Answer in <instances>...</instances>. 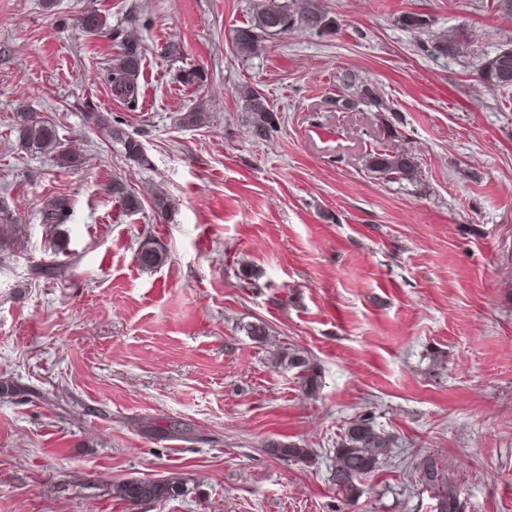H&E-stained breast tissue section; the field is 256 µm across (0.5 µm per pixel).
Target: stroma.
Returning <instances> with one entry per match:
<instances>
[{
	"label": "stroma",
	"mask_w": 512,
	"mask_h": 512,
	"mask_svg": "<svg viewBox=\"0 0 512 512\" xmlns=\"http://www.w3.org/2000/svg\"><path fill=\"white\" fill-rule=\"evenodd\" d=\"M261 2L0 0V512H336V444L361 416L391 448L347 512H438L412 476L429 453L458 512H512V88L477 75L512 46V16L494 0H317L335 33L296 29L244 58L232 35ZM91 10L102 33L76 24ZM406 12L428 33L403 30ZM455 31L467 54H432ZM130 38L145 49L133 103L107 79ZM346 75L372 96L340 112ZM243 85L281 116L267 140L241 120ZM194 107L208 122L182 126ZM20 112L80 164L23 148ZM376 150L412 152L416 180L367 171ZM117 177L139 211L113 197ZM52 196L70 201L55 230ZM147 238L160 267L139 262ZM259 321L256 342L243 327ZM290 349L316 392L280 364ZM169 420L195 441L144 431ZM171 472L186 496L133 511L113 493ZM85 120L88 124L108 136L112 142L120 144L124 151V156L127 160L142 167L149 165V160L145 156V152L141 143L138 140L128 136L125 132L114 128L111 125L107 113L87 112ZM68 204L69 202L64 198H54L46 203L41 210L42 224L52 228L65 224L70 214ZM281 360L288 364V368L299 369V376L304 390L315 391L318 388V375L305 356L292 350L283 352Z\"/></svg>",
	"instance_id": "35a3bbf8"
}]
</instances>
